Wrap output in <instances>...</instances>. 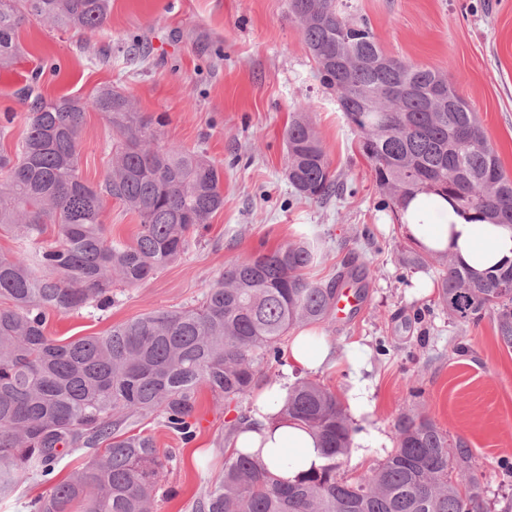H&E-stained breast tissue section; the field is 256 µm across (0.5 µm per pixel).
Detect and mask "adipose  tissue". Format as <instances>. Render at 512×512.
Listing matches in <instances>:
<instances>
[{
    "label": "adipose tissue",
    "mask_w": 512,
    "mask_h": 512,
    "mask_svg": "<svg viewBox=\"0 0 512 512\" xmlns=\"http://www.w3.org/2000/svg\"><path fill=\"white\" fill-rule=\"evenodd\" d=\"M408 239L420 250L451 255L460 265L482 272L512 260V227L471 222L436 195L419 194L401 213ZM347 363L352 368L347 402L354 420L373 410V391L363 375L360 344H353ZM337 365L333 343L313 327L291 336L288 360L276 381L258 389L247 420L238 425L229 445L236 451L259 456L272 478L294 480L311 467L321 465L322 451L315 433L297 424L284 423L277 413L288 394L293 373L321 374Z\"/></svg>",
    "instance_id": "1"
}]
</instances>
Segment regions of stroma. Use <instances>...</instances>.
Here are the masks:
<instances>
[{
	"label": "stroma",
	"mask_w": 512,
	"mask_h": 512,
	"mask_svg": "<svg viewBox=\"0 0 512 512\" xmlns=\"http://www.w3.org/2000/svg\"><path fill=\"white\" fill-rule=\"evenodd\" d=\"M337 7L366 20L386 54L445 73L512 175V0H337ZM18 42L16 75L0 66V126L10 127L1 150L14 151L26 128L29 106L17 96L26 64L43 69L41 92L49 99L121 89L145 118L164 117L160 145L203 152L224 170V207L184 254L141 284L116 285L107 309L51 315L49 336H97L193 305L239 258L310 241L316 260L305 271L309 281L331 282L350 261L365 277L357 310L334 318L324 333L342 360L351 343L365 348L369 425L391 441L402 414L432 418L472 449L483 474L481 512H512V351L491 317L452 321L437 289L418 286L422 276L437 280L438 264L401 263L412 244L335 92L321 84L289 0H112L102 29L64 32L30 21ZM142 46L148 57H139ZM299 112L344 185L324 203L295 196L285 177L284 133ZM113 137L106 114L88 111L80 144L87 182L103 180ZM250 407V398L227 403L201 389L189 442L159 417L135 423L160 452L174 455L153 512H194L224 472L228 425Z\"/></svg>",
	"instance_id": "stroma-1"
}]
</instances>
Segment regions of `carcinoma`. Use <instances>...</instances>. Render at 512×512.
<instances>
[{
	"instance_id": "obj_1",
	"label": "carcinoma",
	"mask_w": 512,
	"mask_h": 512,
	"mask_svg": "<svg viewBox=\"0 0 512 512\" xmlns=\"http://www.w3.org/2000/svg\"><path fill=\"white\" fill-rule=\"evenodd\" d=\"M289 8L394 210L418 191H436L468 219L512 226V178L442 73L386 55L370 25L344 15L336 0H289ZM110 11V0H0V64L17 56L16 32L27 21L99 29ZM338 58L348 66L336 69ZM20 97L32 103L24 139L14 153L0 152V227L20 225L36 250L0 254V498L35 476L53 480L63 455L104 443L103 453L28 501L27 512H152L169 456L132 425L156 414L191 441L198 391L233 400L272 382L262 360L280 358L291 329L332 318L336 283L303 277L316 254L299 241L241 258L195 307L67 343L48 336L50 314L103 310L114 281L137 285L175 262L224 206V170L203 154L155 146L152 122L117 89L47 100L28 86ZM90 107L107 113L117 133L96 185L80 171ZM285 142L294 192L317 202L332 196L330 162L304 114L288 125ZM107 198L138 219L134 243L107 239ZM48 224L57 227L51 243L43 241ZM429 257L440 267L438 298L448 316L469 323L491 315L511 350L512 263L477 276L446 253ZM280 417L318 434L324 464L282 485L261 461L227 451L224 476L196 512H481L483 474L468 443L427 416L401 415L396 448L357 477L340 473L354 428L334 391L300 378Z\"/></svg>"
}]
</instances>
